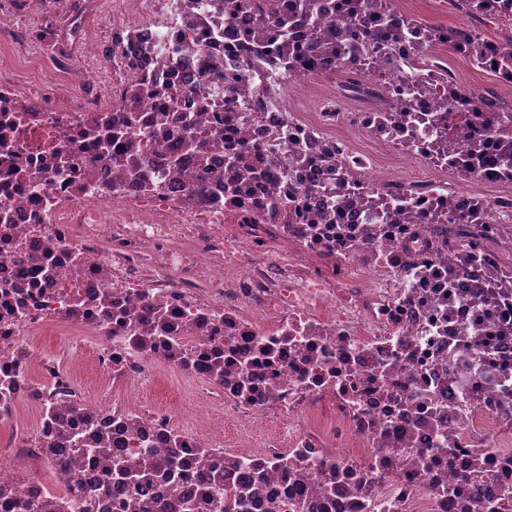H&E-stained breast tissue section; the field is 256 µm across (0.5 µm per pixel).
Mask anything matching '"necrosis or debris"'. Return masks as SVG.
<instances>
[{
    "label": "necrosis or debris",
    "mask_w": 512,
    "mask_h": 512,
    "mask_svg": "<svg viewBox=\"0 0 512 512\" xmlns=\"http://www.w3.org/2000/svg\"><path fill=\"white\" fill-rule=\"evenodd\" d=\"M239 2L112 0L111 84L57 86L38 112L26 106L44 84L0 77V418L36 414L0 453V512L46 498L33 461L65 503L176 504L191 483H104L115 460L170 455L192 475L223 471L221 512L245 482L250 512H512V196L475 208L433 147L437 99L464 101L438 43L418 26L366 40L397 6L356 31L339 0H309L290 45L315 19L335 21L338 47L366 44L331 64L279 61L253 42L273 0ZM142 82L155 95L128 109ZM192 128L213 134L205 155ZM365 141L405 166L378 169ZM129 154L159 183L124 178L115 161ZM477 209L472 259L454 218ZM46 328L93 337L96 370L123 385L163 369L202 381L221 412L201 434L125 396L92 404L35 354ZM259 418L278 434L224 449L225 422ZM66 423L111 456L60 459Z\"/></svg>",
    "instance_id": "4bbe7bcc"
}]
</instances>
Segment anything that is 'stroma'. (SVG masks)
<instances>
[{
    "label": "stroma",
    "mask_w": 512,
    "mask_h": 512,
    "mask_svg": "<svg viewBox=\"0 0 512 512\" xmlns=\"http://www.w3.org/2000/svg\"><path fill=\"white\" fill-rule=\"evenodd\" d=\"M16 3L14 25L0 30V70L23 82L47 76L64 82L70 71L95 72L110 66L112 0H67L63 7L57 0H40L34 7L28 0ZM399 10L426 27L471 26L493 41L512 31V23L502 19L466 16L457 9L456 0H400ZM439 58L460 85L493 91L512 104V87L501 85L466 57L446 48ZM32 342L38 351L55 354L94 404L109 405L129 392L98 373L91 337H77L79 349L75 352L66 349V337L54 332L33 337ZM131 392L148 408L171 413L183 426H207L212 411L218 408L216 396L172 372L161 373L152 386Z\"/></svg>",
    "instance_id": "stroma-1"
}]
</instances>
